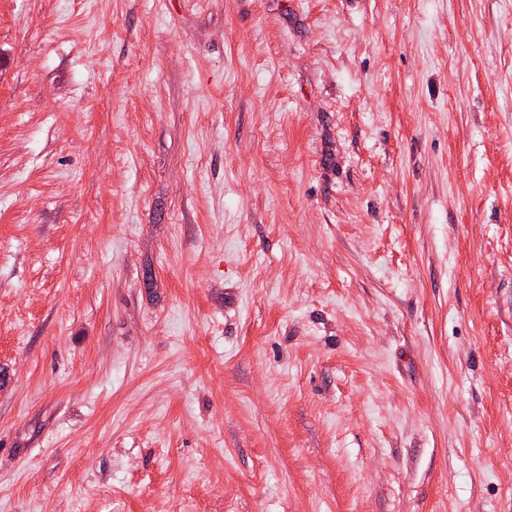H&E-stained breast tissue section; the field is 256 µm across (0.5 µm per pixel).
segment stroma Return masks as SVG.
Masks as SVG:
<instances>
[{"label": "stroma", "mask_w": 512, "mask_h": 512, "mask_svg": "<svg viewBox=\"0 0 512 512\" xmlns=\"http://www.w3.org/2000/svg\"><path fill=\"white\" fill-rule=\"evenodd\" d=\"M0 512H512V0H0Z\"/></svg>", "instance_id": "obj_1"}]
</instances>
